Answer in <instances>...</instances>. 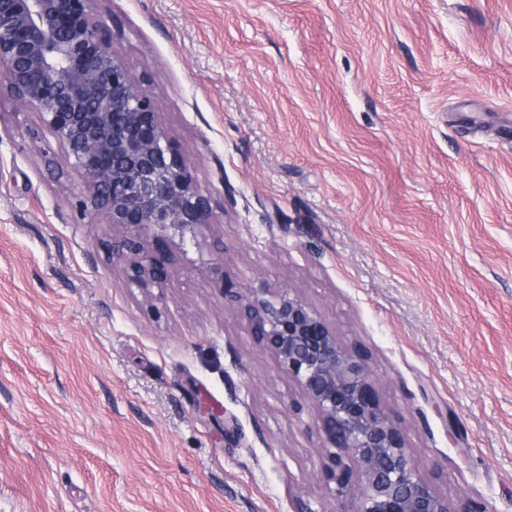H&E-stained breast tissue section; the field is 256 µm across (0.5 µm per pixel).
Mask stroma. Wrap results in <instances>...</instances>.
I'll list each match as a JSON object with an SVG mask.
<instances>
[{
    "instance_id": "35a3bbf8",
    "label": "stroma",
    "mask_w": 512,
    "mask_h": 512,
    "mask_svg": "<svg viewBox=\"0 0 512 512\" xmlns=\"http://www.w3.org/2000/svg\"><path fill=\"white\" fill-rule=\"evenodd\" d=\"M95 8L217 225L128 283L0 95V512H355L224 281L300 295L449 508L512 512V0Z\"/></svg>"
}]
</instances>
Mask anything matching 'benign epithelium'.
Here are the masks:
<instances>
[{"mask_svg": "<svg viewBox=\"0 0 512 512\" xmlns=\"http://www.w3.org/2000/svg\"><path fill=\"white\" fill-rule=\"evenodd\" d=\"M96 2L0 0V76L40 114L84 181L77 207L105 214L117 230L112 256L144 288L175 272L162 245L215 222L149 90L111 49ZM238 298L255 335L315 409L327 480L339 493L359 489L354 512H486L472 499L448 507L381 406L366 361L311 305L286 288H245Z\"/></svg>", "mask_w": 512, "mask_h": 512, "instance_id": "obj_1", "label": "benign epithelium"}]
</instances>
